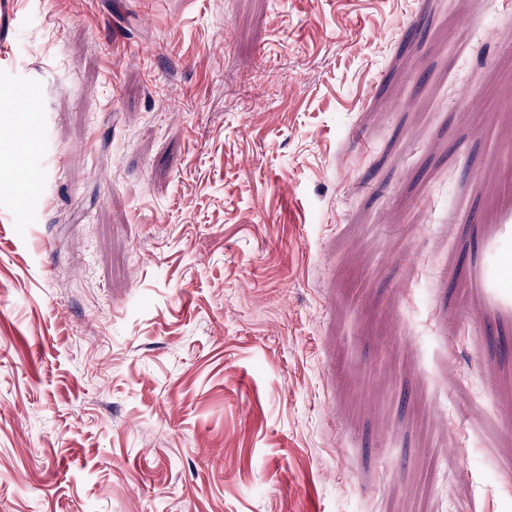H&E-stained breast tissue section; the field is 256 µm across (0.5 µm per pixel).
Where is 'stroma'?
<instances>
[{
  "instance_id": "stroma-1",
  "label": "stroma",
  "mask_w": 512,
  "mask_h": 512,
  "mask_svg": "<svg viewBox=\"0 0 512 512\" xmlns=\"http://www.w3.org/2000/svg\"><path fill=\"white\" fill-rule=\"evenodd\" d=\"M423 503L512 512V17L0 0V512Z\"/></svg>"
}]
</instances>
